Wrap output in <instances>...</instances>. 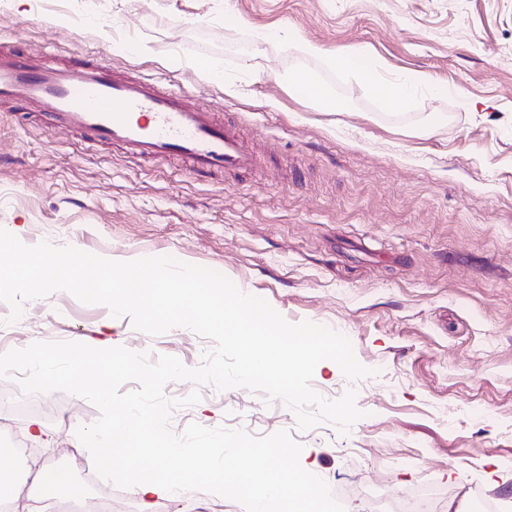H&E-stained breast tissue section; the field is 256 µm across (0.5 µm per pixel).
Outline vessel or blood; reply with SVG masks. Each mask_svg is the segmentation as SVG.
<instances>
[{"instance_id":"b4317fda","label":"vessel or blood","mask_w":512,"mask_h":512,"mask_svg":"<svg viewBox=\"0 0 512 512\" xmlns=\"http://www.w3.org/2000/svg\"><path fill=\"white\" fill-rule=\"evenodd\" d=\"M25 101L48 122L83 138L119 145L130 157L177 155L192 171L247 178L260 167L235 123L154 83L120 76L108 67H60L37 56L0 55V98Z\"/></svg>"}]
</instances>
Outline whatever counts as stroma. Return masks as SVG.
Masks as SVG:
<instances>
[{"instance_id":"35a3bbf8","label":"stroma","mask_w":512,"mask_h":512,"mask_svg":"<svg viewBox=\"0 0 512 512\" xmlns=\"http://www.w3.org/2000/svg\"><path fill=\"white\" fill-rule=\"evenodd\" d=\"M283 30L289 42L274 39ZM16 49L182 93L238 122L265 169L243 183L197 177L177 158L136 160L46 130L0 100V228L27 245L212 269L290 323L343 334L374 371L352 383L333 361L315 369L323 397L357 393L364 416L344 435L300 429L283 401L210 386L173 411L174 433L193 422L288 431L344 512H512V0H0V52ZM339 52L348 69L331 65ZM412 73L421 82L400 105L371 91ZM303 76L339 110L317 109ZM21 320L28 345L47 331L190 368L214 347L186 328L149 336L62 291L25 302ZM74 400L52 392L36 412L0 408V448L27 442L16 483L49 460L85 496L111 492L112 512H140L137 489L83 482L90 453L76 431L99 410L87 401L69 417ZM153 512L245 509L185 492Z\"/></svg>"}]
</instances>
